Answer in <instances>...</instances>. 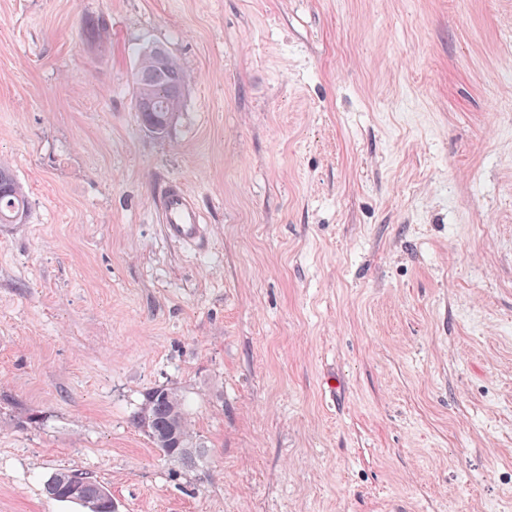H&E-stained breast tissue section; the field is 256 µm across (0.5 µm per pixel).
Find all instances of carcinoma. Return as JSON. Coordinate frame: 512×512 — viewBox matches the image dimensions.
<instances>
[{
	"mask_svg": "<svg viewBox=\"0 0 512 512\" xmlns=\"http://www.w3.org/2000/svg\"><path fill=\"white\" fill-rule=\"evenodd\" d=\"M186 76L176 59L162 46H150L139 56L134 75L135 108L143 125L153 134H167L183 102ZM27 201L11 169L0 165V224H21ZM132 424L151 438L167 461L185 470H196L209 449L195 432L184 396L174 387L157 386L143 395ZM85 487L86 495L71 494L74 486ZM54 500L81 505L86 512H115L112 493L90 476L58 470L44 484Z\"/></svg>",
	"mask_w": 512,
	"mask_h": 512,
	"instance_id": "carcinoma-1",
	"label": "carcinoma"
}]
</instances>
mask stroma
Segmentation results:
<instances>
[{
  "mask_svg": "<svg viewBox=\"0 0 512 512\" xmlns=\"http://www.w3.org/2000/svg\"><path fill=\"white\" fill-rule=\"evenodd\" d=\"M0 162V512H82L59 469L117 512H512V0H0ZM166 384L198 470L131 423ZM185 84V73L168 49L156 45L143 50L134 75L135 108L150 132H169L181 109ZM27 201L11 169L0 165V224H21ZM161 217L165 235L174 242L200 251L206 242L201 211L191 193L181 183L169 184L161 197ZM85 487L84 498L71 494L74 486ZM45 494L54 500L81 505L86 512H115L111 492L90 476L68 470H58L44 484Z\"/></svg>",
  "mask_w": 512,
  "mask_h": 512,
  "instance_id": "obj_1",
  "label": "stroma"
}]
</instances>
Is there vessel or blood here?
<instances>
[{
  "label": "vessel or blood",
  "mask_w": 512,
  "mask_h": 512,
  "mask_svg": "<svg viewBox=\"0 0 512 512\" xmlns=\"http://www.w3.org/2000/svg\"><path fill=\"white\" fill-rule=\"evenodd\" d=\"M161 217L164 232L171 241L195 250L204 246L203 215L183 184L172 183L165 188L161 197Z\"/></svg>",
  "instance_id": "obj_1"
}]
</instances>
